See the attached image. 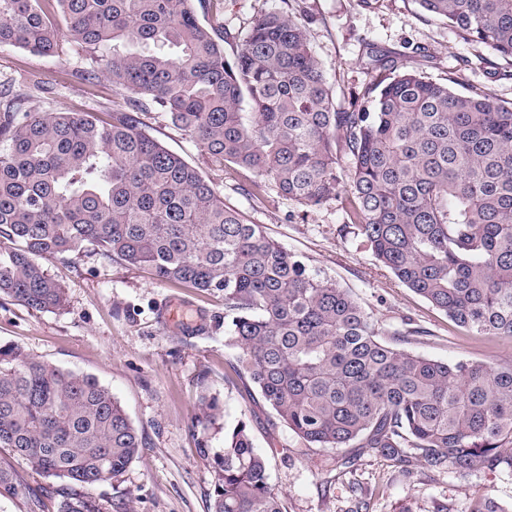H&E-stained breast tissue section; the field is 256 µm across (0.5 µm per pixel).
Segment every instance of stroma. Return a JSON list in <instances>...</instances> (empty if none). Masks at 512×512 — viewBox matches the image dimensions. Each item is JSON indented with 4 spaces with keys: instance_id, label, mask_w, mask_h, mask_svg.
I'll return each mask as SVG.
<instances>
[{
    "instance_id": "obj_1",
    "label": "stroma",
    "mask_w": 512,
    "mask_h": 512,
    "mask_svg": "<svg viewBox=\"0 0 512 512\" xmlns=\"http://www.w3.org/2000/svg\"><path fill=\"white\" fill-rule=\"evenodd\" d=\"M276 10L314 15L308 39L338 109L360 105L375 82V51L430 80H454L458 91L512 102V79L496 74V56L422 13L415 0H224L225 53L233 52L256 18ZM77 67L68 44L56 55L0 48V81L22 76L44 87L29 99V110L50 100L61 112L106 118L122 96L106 79L77 78ZM141 122L149 135L199 167L226 205L261 225L307 270L336 280L382 329H418L411 351L452 364L512 361V340L467 335L399 283L360 239L342 237L344 215L336 202L304 207L273 187L256 194L251 172L211 162L169 114L145 112ZM44 266L65 290L64 310L35 312L0 295V345L96 377L143 436L140 458L119 478L85 488L105 512H210L215 457L224 450L225 432L241 421L268 461L269 482L281 492L285 512H467L481 496L512 512V474L506 472L462 475L429 469L414 456L398 463L361 448L305 447L250 382H225L236 351L224 344L223 295L157 283L86 247ZM206 397L219 402L216 418L201 410ZM0 466L12 468L19 480L17 495L0 496V512H59L68 483L36 475L8 448H0Z\"/></svg>"
}]
</instances>
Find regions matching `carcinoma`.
<instances>
[{
    "label": "carcinoma",
    "instance_id": "obj_1",
    "mask_svg": "<svg viewBox=\"0 0 512 512\" xmlns=\"http://www.w3.org/2000/svg\"><path fill=\"white\" fill-rule=\"evenodd\" d=\"M512 69V0H415ZM211 14L202 24L197 9ZM82 53L123 104L91 114L0 96V294L64 308L42 261L86 245L127 267L224 295L236 373L308 448H366L430 469L512 470V362H446L390 338L336 281L224 205L201 171L141 127L172 122L225 166L297 203L342 204L344 230L471 336L512 338V103L411 71L340 110L305 23L258 17L230 56L216 0H0V47ZM250 117H244L243 106ZM0 447L44 478L115 479L143 440L95 377L0 346ZM17 479L0 466V495ZM59 512H100L70 494ZM212 512H284L244 421L224 435ZM468 512H507L492 498Z\"/></svg>",
    "mask_w": 512,
    "mask_h": 512
}]
</instances>
